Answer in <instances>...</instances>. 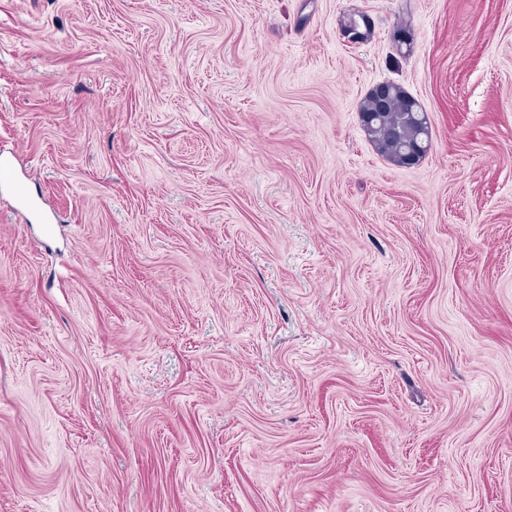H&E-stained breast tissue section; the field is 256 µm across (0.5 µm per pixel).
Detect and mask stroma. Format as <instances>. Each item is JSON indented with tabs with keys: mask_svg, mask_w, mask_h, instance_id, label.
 I'll list each match as a JSON object with an SVG mask.
<instances>
[{
	"mask_svg": "<svg viewBox=\"0 0 512 512\" xmlns=\"http://www.w3.org/2000/svg\"><path fill=\"white\" fill-rule=\"evenodd\" d=\"M3 156L0 512H512V0H0ZM369 23L370 20L365 14H359L355 17H351L340 30V35L342 36L344 42L350 44L361 43ZM387 87L384 104L381 105L373 95L372 90L365 96L359 106V113L379 112L376 121L365 130L373 147L387 161L401 166L403 153L405 162L403 167L416 165L421 155L426 154L430 146V123L426 112L416 101L413 106L411 96L398 85L384 84ZM397 127L399 142L392 144L389 141L391 128ZM418 142L420 145H407Z\"/></svg>",
	"mask_w": 512,
	"mask_h": 512,
	"instance_id": "1",
	"label": "stroma"
}]
</instances>
